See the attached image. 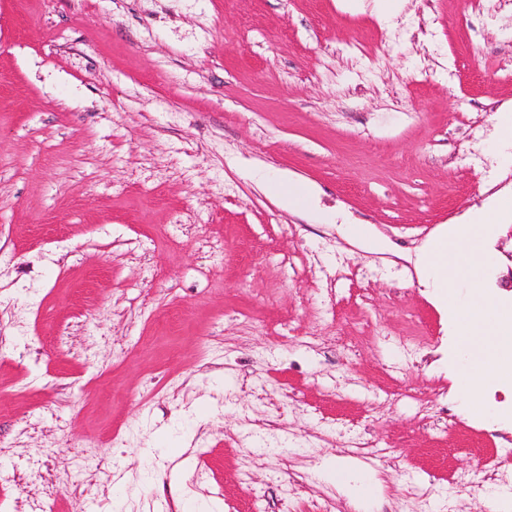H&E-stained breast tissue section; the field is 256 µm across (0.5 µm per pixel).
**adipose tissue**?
I'll return each mask as SVG.
<instances>
[{"label": "adipose tissue", "mask_w": 512, "mask_h": 512, "mask_svg": "<svg viewBox=\"0 0 512 512\" xmlns=\"http://www.w3.org/2000/svg\"><path fill=\"white\" fill-rule=\"evenodd\" d=\"M494 217L483 214L474 223L449 229L430 245L425 267L439 288V300L446 304L458 326V347L448 366L469 411L484 416V384L491 379L512 380V302H489L482 292V274L491 258L483 249L488 224ZM467 271L470 285L467 297L456 288L458 271ZM359 467L344 459L327 465L326 481L358 502L363 512H371L378 500L374 484L359 480Z\"/></svg>", "instance_id": "adipose-tissue-1"}]
</instances>
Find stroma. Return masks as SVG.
<instances>
[{"mask_svg":"<svg viewBox=\"0 0 512 512\" xmlns=\"http://www.w3.org/2000/svg\"><path fill=\"white\" fill-rule=\"evenodd\" d=\"M342 2L0 0V512H355L336 456L381 512H488L512 385L469 414L423 258L512 197V0ZM486 248L512 278L511 213ZM275 194L280 204L288 210H316L317 190L313 185H304L288 179L284 174L275 181ZM344 234L366 246L369 251L384 253L390 248L385 238L378 236L370 224H343ZM360 471L354 462L344 459L327 465L323 477L358 502L363 511H374L373 504L379 499L375 491L376 480L371 484L369 480L363 479L358 486L357 478Z\"/></svg>","mask_w":512,"mask_h":512,"instance_id":"1","label":"stroma"}]
</instances>
